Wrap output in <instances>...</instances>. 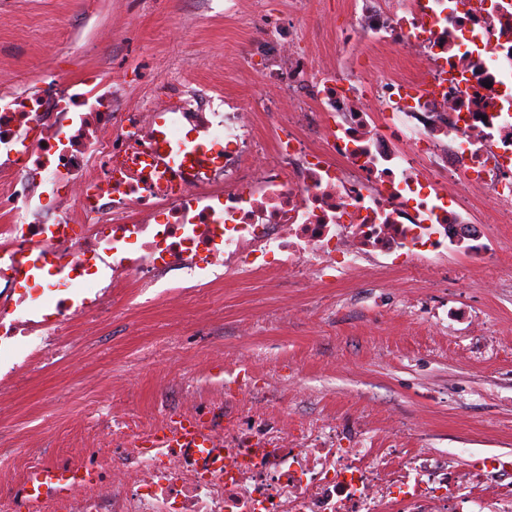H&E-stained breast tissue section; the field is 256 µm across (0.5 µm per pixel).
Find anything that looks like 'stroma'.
<instances>
[{"label": "stroma", "instance_id": "stroma-1", "mask_svg": "<svg viewBox=\"0 0 512 512\" xmlns=\"http://www.w3.org/2000/svg\"><path fill=\"white\" fill-rule=\"evenodd\" d=\"M258 1L283 16L284 0H0L11 17L0 96L38 89L50 63L71 81L100 71L132 100L172 70L250 98L260 79L240 82L226 57L250 43L245 19ZM101 30L111 41L97 42ZM182 368L201 394L221 390L228 416H332L340 436L446 455L458 470L512 457V264L496 278L448 258L429 279L228 276L203 306L113 308L73 348L25 369L18 409L0 419V471L23 483L37 456L81 465L98 483L87 437L101 402L146 427L174 418L184 384L165 376Z\"/></svg>", "mask_w": 512, "mask_h": 512}]
</instances>
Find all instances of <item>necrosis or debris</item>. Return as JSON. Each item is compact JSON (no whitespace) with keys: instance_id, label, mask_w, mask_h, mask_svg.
Masks as SVG:
<instances>
[{"instance_id":"obj_1","label":"necrosis or debris","mask_w":512,"mask_h":512,"mask_svg":"<svg viewBox=\"0 0 512 512\" xmlns=\"http://www.w3.org/2000/svg\"><path fill=\"white\" fill-rule=\"evenodd\" d=\"M333 35L323 67L295 23L263 20L252 47L276 95L248 104L181 74L132 102L99 72L63 83L51 69L1 97L0 337L37 363L126 288L182 300L228 274L421 272L464 243L487 273L512 258V233L487 246L473 216L489 197L512 223V0H350ZM157 135L216 160L143 177L135 161ZM180 410L210 428L194 459L146 446L177 421L112 426L103 405L111 482L45 512H512V462L497 455L460 473L443 455L337 446L332 419L228 418L223 398L194 392Z\"/></svg>"}]
</instances>
